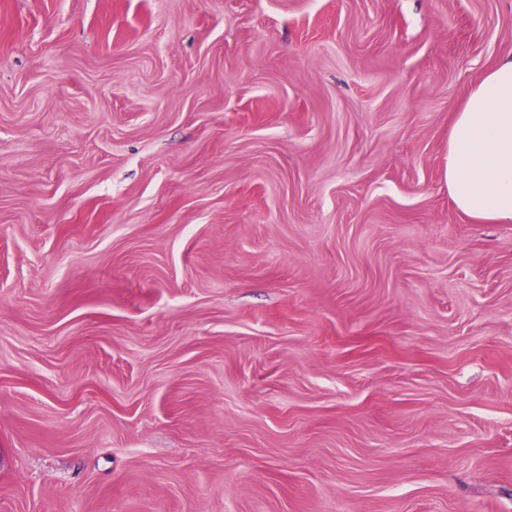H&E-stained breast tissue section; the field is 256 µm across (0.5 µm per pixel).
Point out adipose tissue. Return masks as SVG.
<instances>
[{
    "instance_id": "ef3b65f1",
    "label": "adipose tissue",
    "mask_w": 512,
    "mask_h": 512,
    "mask_svg": "<svg viewBox=\"0 0 512 512\" xmlns=\"http://www.w3.org/2000/svg\"><path fill=\"white\" fill-rule=\"evenodd\" d=\"M448 195L476 223L512 222V52L472 87L454 115Z\"/></svg>"
}]
</instances>
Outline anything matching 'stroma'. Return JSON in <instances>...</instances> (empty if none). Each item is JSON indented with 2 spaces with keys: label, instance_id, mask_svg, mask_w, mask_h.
<instances>
[{
  "label": "stroma",
  "instance_id": "stroma-1",
  "mask_svg": "<svg viewBox=\"0 0 512 512\" xmlns=\"http://www.w3.org/2000/svg\"><path fill=\"white\" fill-rule=\"evenodd\" d=\"M512 0H0V512H512V223L448 129Z\"/></svg>",
  "mask_w": 512,
  "mask_h": 512
}]
</instances>
